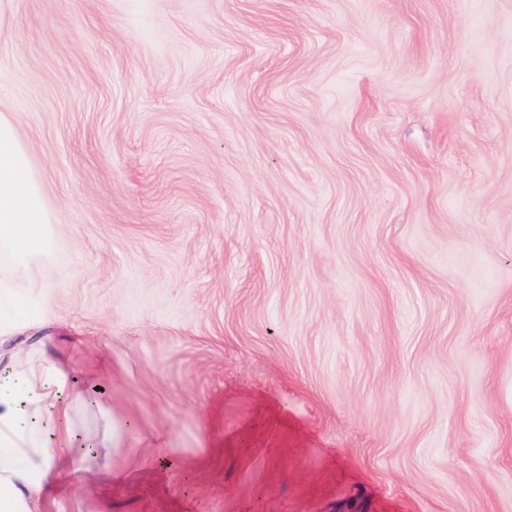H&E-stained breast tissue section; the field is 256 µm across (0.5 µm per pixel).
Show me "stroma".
Segmentation results:
<instances>
[{
    "label": "stroma",
    "mask_w": 512,
    "mask_h": 512,
    "mask_svg": "<svg viewBox=\"0 0 512 512\" xmlns=\"http://www.w3.org/2000/svg\"><path fill=\"white\" fill-rule=\"evenodd\" d=\"M1 112L72 512H512V0H0ZM43 183L32 171L15 118L0 113V251L17 258L16 271L53 249L42 202Z\"/></svg>",
    "instance_id": "obj_1"
}]
</instances>
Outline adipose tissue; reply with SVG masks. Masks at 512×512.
Here are the masks:
<instances>
[{
    "mask_svg": "<svg viewBox=\"0 0 512 512\" xmlns=\"http://www.w3.org/2000/svg\"><path fill=\"white\" fill-rule=\"evenodd\" d=\"M42 195L14 117L0 113V251L22 265L53 249ZM52 315L51 291L0 289V512H69L62 478L91 473L112 452L111 438L81 432L88 413L107 414L94 384L79 385L43 344L16 338Z\"/></svg>",
    "mask_w": 512,
    "mask_h": 512,
    "instance_id": "ef3b65f1",
    "label": "adipose tissue"
}]
</instances>
